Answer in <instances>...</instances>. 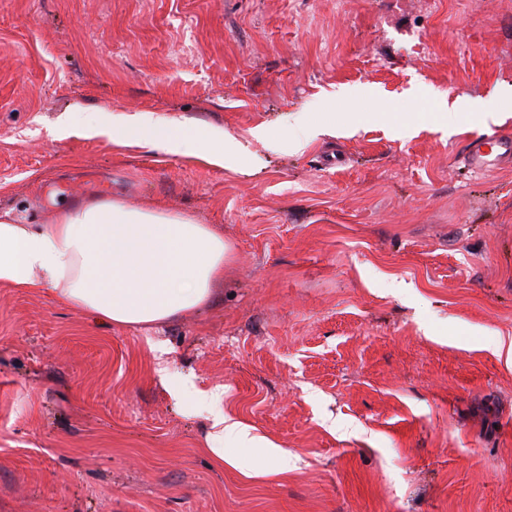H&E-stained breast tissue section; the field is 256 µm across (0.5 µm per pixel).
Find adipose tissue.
Here are the masks:
<instances>
[{
	"mask_svg": "<svg viewBox=\"0 0 512 512\" xmlns=\"http://www.w3.org/2000/svg\"><path fill=\"white\" fill-rule=\"evenodd\" d=\"M86 136L141 141L153 148L234 167L239 143L219 131H182L163 119L106 116L83 124ZM230 247L222 229L193 217L142 211L117 199L60 210L37 228L0 217V283L50 295L55 303L103 322L129 328L160 325L208 306L224 278ZM218 390H200L196 405L211 422L205 452L224 459V442L261 448L288 470V453L219 410Z\"/></svg>",
	"mask_w": 512,
	"mask_h": 512,
	"instance_id": "obj_1",
	"label": "adipose tissue"
}]
</instances>
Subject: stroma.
Wrapping results in <instances>:
<instances>
[{"mask_svg": "<svg viewBox=\"0 0 512 512\" xmlns=\"http://www.w3.org/2000/svg\"><path fill=\"white\" fill-rule=\"evenodd\" d=\"M506 85L512 0H0V216L117 198L232 249L152 330L0 284V512H512V170L463 163L512 102L441 122ZM70 112L221 130L239 166L55 138ZM196 388L287 473L202 454ZM499 105L498 102L495 100H489L484 106H482L480 109L476 108H470V105L468 102L464 101H456L451 106H448V113L445 112L446 115V121L448 122V125H451L456 116L457 112H478L476 113L477 117L487 122L488 120H495V117L497 115L496 112H498Z\"/></svg>", "mask_w": 512, "mask_h": 512, "instance_id": "35a3bbf8", "label": "stroma"}]
</instances>
